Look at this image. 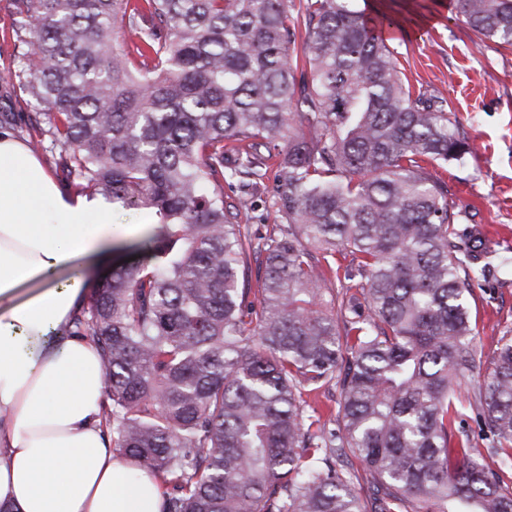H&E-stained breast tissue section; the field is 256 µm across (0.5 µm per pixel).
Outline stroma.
<instances>
[{
    "label": "stroma",
    "instance_id": "stroma-1",
    "mask_svg": "<svg viewBox=\"0 0 512 512\" xmlns=\"http://www.w3.org/2000/svg\"><path fill=\"white\" fill-rule=\"evenodd\" d=\"M388 22L399 29L388 45L413 92L441 96L474 154L437 174L448 203L476 226L498 253H512V49L480 41L442 0H385ZM14 0H0V131L29 143L35 109L15 73L22 50L14 30ZM477 344L491 358L500 336H512V275L475 281L469 299Z\"/></svg>",
    "mask_w": 512,
    "mask_h": 512
}]
</instances>
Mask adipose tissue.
<instances>
[{"instance_id": "adipose-tissue-1", "label": "adipose tissue", "mask_w": 512, "mask_h": 512, "mask_svg": "<svg viewBox=\"0 0 512 512\" xmlns=\"http://www.w3.org/2000/svg\"><path fill=\"white\" fill-rule=\"evenodd\" d=\"M126 234L111 202L63 193L0 135V512H162L108 436L97 344L62 331Z\"/></svg>"}]
</instances>
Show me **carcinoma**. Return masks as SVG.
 Segmentation results:
<instances>
[{"mask_svg": "<svg viewBox=\"0 0 512 512\" xmlns=\"http://www.w3.org/2000/svg\"><path fill=\"white\" fill-rule=\"evenodd\" d=\"M15 2L19 86L61 180L153 218L72 327L100 346L113 447L161 479L163 512H512V336L475 402L456 383L483 365L467 295L496 255L427 170L474 146L445 98L406 86L371 15L353 0ZM449 7L512 47V0ZM271 167L281 223L255 236L224 184L247 192ZM339 248L338 318L320 260ZM334 380L325 419L305 395ZM349 454L382 490L369 510Z\"/></svg>", "mask_w": 512, "mask_h": 512, "instance_id": "carcinoma-1", "label": "carcinoma"}]
</instances>
